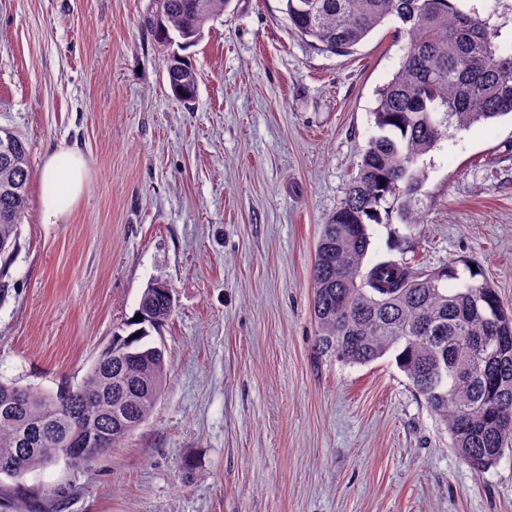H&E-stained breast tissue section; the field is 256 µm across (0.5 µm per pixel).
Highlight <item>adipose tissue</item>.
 <instances>
[{"instance_id": "adipose-tissue-1", "label": "adipose tissue", "mask_w": 512, "mask_h": 512, "mask_svg": "<svg viewBox=\"0 0 512 512\" xmlns=\"http://www.w3.org/2000/svg\"><path fill=\"white\" fill-rule=\"evenodd\" d=\"M88 176V162L78 148L57 147L46 153L40 174L50 187L41 197L44 223L56 224L71 214L87 187Z\"/></svg>"}]
</instances>
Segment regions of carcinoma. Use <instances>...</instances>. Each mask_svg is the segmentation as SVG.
<instances>
[{
  "label": "carcinoma",
  "mask_w": 512,
  "mask_h": 512,
  "mask_svg": "<svg viewBox=\"0 0 512 512\" xmlns=\"http://www.w3.org/2000/svg\"><path fill=\"white\" fill-rule=\"evenodd\" d=\"M292 29L318 49L347 55L386 22L407 37L399 69L379 89L376 133L357 175L322 231L311 269L316 352L343 365L394 359L413 391L448 428L451 447L482 472L512 446V312L482 271L450 263L434 270L382 260L364 267L368 226L397 214L418 223L413 203L423 183L418 160L452 124L467 130L512 113V51L497 30L453 0H284ZM230 0H154L144 25L161 46L193 45ZM193 99L197 82H169ZM0 300L17 249L32 173L25 144L0 129ZM166 288H146L137 312L76 383L39 391L0 380V477L18 512H26L28 474L60 461L72 469L88 437L98 454L142 425L166 383L165 346L154 332L172 315Z\"/></svg>",
  "instance_id": "obj_1"
}]
</instances>
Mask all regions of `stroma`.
I'll use <instances>...</instances> for the list:
<instances>
[{"label": "stroma", "mask_w": 512, "mask_h": 512, "mask_svg": "<svg viewBox=\"0 0 512 512\" xmlns=\"http://www.w3.org/2000/svg\"><path fill=\"white\" fill-rule=\"evenodd\" d=\"M512 46V0H456ZM150 0H0V127L33 172L0 303V378L80 380L145 288L173 289L170 369L148 420L88 468L28 475L33 512H512V452L470 469L390 359L312 346L320 226L374 134L405 40L298 36L283 0H232L183 49L175 99ZM76 146L89 183L43 223L38 172ZM420 221L369 225L366 264L476 263L512 310V118L448 129L418 162ZM184 70L194 72L196 81L188 82L185 80L171 81L168 79L171 93L174 97L179 98L183 101H189L193 99L197 91V74L190 61L185 57H181L180 62H177Z\"/></svg>", "instance_id": "stroma-1"}]
</instances>
